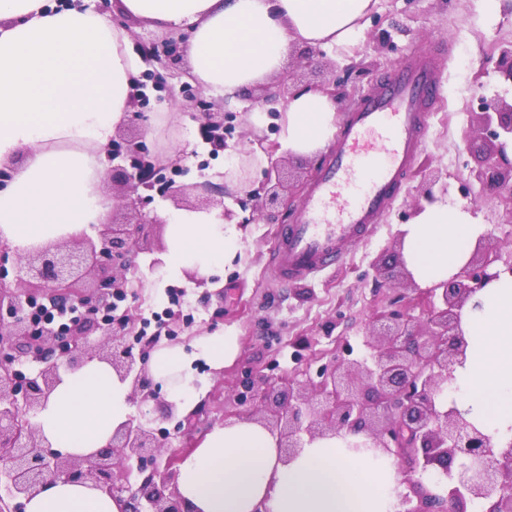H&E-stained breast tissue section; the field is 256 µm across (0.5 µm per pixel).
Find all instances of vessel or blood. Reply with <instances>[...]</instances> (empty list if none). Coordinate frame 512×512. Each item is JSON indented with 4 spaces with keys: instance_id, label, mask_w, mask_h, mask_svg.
<instances>
[{
    "instance_id": "obj_1",
    "label": "vessel or blood",
    "mask_w": 512,
    "mask_h": 512,
    "mask_svg": "<svg viewBox=\"0 0 512 512\" xmlns=\"http://www.w3.org/2000/svg\"><path fill=\"white\" fill-rule=\"evenodd\" d=\"M438 95L435 72L419 59L355 104L297 217L269 252L275 280L285 284L317 276L374 230L404 185L425 131L426 105Z\"/></svg>"
}]
</instances>
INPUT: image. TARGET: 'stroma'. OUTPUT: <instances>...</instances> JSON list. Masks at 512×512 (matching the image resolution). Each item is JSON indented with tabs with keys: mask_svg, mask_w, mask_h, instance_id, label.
<instances>
[{
	"mask_svg": "<svg viewBox=\"0 0 512 512\" xmlns=\"http://www.w3.org/2000/svg\"><path fill=\"white\" fill-rule=\"evenodd\" d=\"M90 3L105 19L127 25L133 44L188 43V31L160 32L126 20L116 13L111 0ZM511 45L512 0H503L494 20L485 16L480 0H376L352 51L318 47L309 55L305 44H294L277 76L220 102L224 115V149L220 152L203 144L196 113L180 96L184 84L193 80L188 60H181L169 75L168 86L178 95L172 105L161 99L159 91L146 86L144 75H136V83L144 87L135 104L140 116L127 118L119 132L130 137L144 131L158 112L173 107L171 122L158 128L149 147L151 156H162L164 176L189 186L216 181L225 163L250 145L251 133L243 116L259 108L268 117L261 137L267 161H283L298 181L280 204L269 205L262 195L254 198L262 216L252 221L239 194L225 192V212L245 223V257L225 265L220 287L199 286L189 278L151 287L152 250L164 243L161 224L152 229L148 250L139 254L136 269L127 275L122 307L136 315V334L154 335V327L146 326L144 320L156 311L179 317L174 335L167 338L171 344L186 347L198 336L223 329L238 338V354L222 371H214L201 360L193 362V371L206 380L207 387L190 412L189 425L180 427L166 419V397L149 402L153 427L169 434L162 460L182 458L215 426L260 421L262 414L255 403L240 395L243 377L251 375L284 389L292 380L316 379L322 366L336 360L364 356L363 338L373 315L402 308L407 299L418 295L415 283L406 276L387 284L378 278L377 269L391 262L401 227L410 223L423 203L431 176L447 184L449 203L470 206L477 223L487 225L488 242L500 247L503 261L512 260V207L502 195L473 180L471 171L479 159L466 146L481 99L512 95V85L502 81L493 64L501 49ZM423 50L433 53L442 92L402 191L374 234L358 243L342 262L316 278L281 287L266 273L268 253L277 230L295 217L308 184L331 150L326 147L307 157L282 150L280 110L298 88L332 80L336 83V118L344 120L362 95Z\"/></svg>",
	"mask_w": 512,
	"mask_h": 512,
	"instance_id": "35a3bbf8",
	"label": "stroma"
}]
</instances>
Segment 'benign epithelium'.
<instances>
[{
  "label": "benign epithelium",
  "instance_id": "7a95c632",
  "mask_svg": "<svg viewBox=\"0 0 512 512\" xmlns=\"http://www.w3.org/2000/svg\"><path fill=\"white\" fill-rule=\"evenodd\" d=\"M162 54L155 44L141 45L145 56L161 67L146 72L154 88L166 89L165 78L180 62L175 43ZM500 77L512 84V47L496 61ZM199 113L200 127L221 130L202 93L189 97ZM477 136L467 148L478 154L481 165L474 177L491 191L512 197V103L496 97L481 103L474 116ZM144 135L136 140L112 141L108 159L126 155L131 170L115 169L123 184V197L136 214L151 202L138 190L157 191L176 204L188 201L191 187L158 175L145 161ZM285 176L280 164L267 173L262 190L269 205L280 203ZM157 218L135 224H105L100 239H72L33 248L15 256L18 275L6 281L0 262V480L12 498H29L57 480H89L97 489L125 504L124 512H187L177 491L169 460L164 470L154 467L163 438L158 430L129 422L118 428L110 443L86 458H72L49 449L30 418L60 381V370L76 369L87 357L107 362L123 380H130L133 399L145 403L156 398L146 371L147 345H134L133 317L112 315V304L124 295L126 274L136 268L144 250L147 228ZM501 260L488 244L451 281L428 289L429 311L420 321L409 311H388L372 317L365 346L370 358L338 361L324 367L319 381L288 384V392L271 390L247 379L243 387L251 399L279 427L278 447L291 457L324 436L347 441V447L395 458L405 474L408 492L399 495L401 512H470L481 504L485 512H512V442L499 448L491 435L476 427L454 408L443 406V394L453 379L454 366L463 362L467 340L460 322L466 301L494 275ZM89 277L92 284H74ZM47 309L77 308L62 327L34 331L23 314L24 303ZM102 336L91 342L92 333ZM42 364L33 378L21 379L15 369L18 354ZM135 462L151 473L137 487L125 481V465Z\"/></svg>",
  "mask_w": 512,
  "mask_h": 512
}]
</instances>
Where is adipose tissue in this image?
I'll return each instance as SVG.
<instances>
[{
  "mask_svg": "<svg viewBox=\"0 0 512 512\" xmlns=\"http://www.w3.org/2000/svg\"><path fill=\"white\" fill-rule=\"evenodd\" d=\"M375 0H117L118 13L158 30L190 33L192 76L227 97L282 69L293 43L352 47ZM131 33L106 21L87 0H0V243L13 253L77 238L107 220V171L100 159L131 110L143 68ZM336 105L319 90L296 93L280 118V143L297 157L325 146ZM401 257L415 283L455 277L488 235L468 206L427 203L402 225ZM244 231L211 211L169 217L160 275L211 279L243 255ZM466 360L448 402L499 441L512 439V275L500 273L466 304ZM238 352L235 336L197 337L191 347H162L148 373L177 410H187L197 379L191 360L223 369ZM129 381L92 358L64 369L34 421L52 451L87 457L129 422ZM178 494L190 512H397L403 476L391 457L345 448L323 437L285 457L261 424L240 421L208 432L178 464ZM122 502L91 482L63 480L24 500V512H121Z\"/></svg>",
  "mask_w": 512,
  "mask_h": 512,
  "instance_id": "adipose-tissue-1",
  "label": "adipose tissue"
}]
</instances>
